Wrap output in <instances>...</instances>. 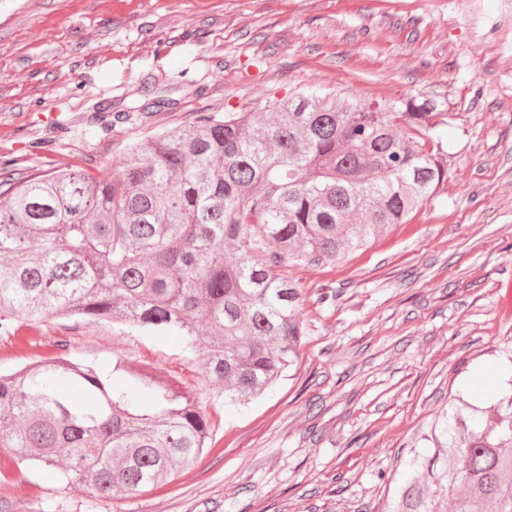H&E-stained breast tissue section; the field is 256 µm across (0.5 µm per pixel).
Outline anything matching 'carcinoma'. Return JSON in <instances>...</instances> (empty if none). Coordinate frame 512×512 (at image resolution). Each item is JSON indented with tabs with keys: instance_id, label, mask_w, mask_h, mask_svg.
Wrapping results in <instances>:
<instances>
[{
	"instance_id": "carcinoma-1",
	"label": "carcinoma",
	"mask_w": 512,
	"mask_h": 512,
	"mask_svg": "<svg viewBox=\"0 0 512 512\" xmlns=\"http://www.w3.org/2000/svg\"><path fill=\"white\" fill-rule=\"evenodd\" d=\"M448 103L361 104L311 90L263 112H200L117 165L17 178L0 161V336L53 316L171 332L217 397L238 405L294 366L302 294L282 263L335 264L434 198ZM61 351L0 373V448L66 488L133 494L196 464L205 415L176 379ZM388 512H512V397L487 417L440 413Z\"/></svg>"
}]
</instances>
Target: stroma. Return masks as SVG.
I'll return each instance as SVG.
<instances>
[{
	"instance_id": "stroma-1",
	"label": "stroma",
	"mask_w": 512,
	"mask_h": 512,
	"mask_svg": "<svg viewBox=\"0 0 512 512\" xmlns=\"http://www.w3.org/2000/svg\"><path fill=\"white\" fill-rule=\"evenodd\" d=\"M306 87L362 103L422 93L454 117L447 178L410 223L302 291L297 362L261 395L218 400L179 337L51 318L0 337V370L124 357L175 377L205 414L197 464L112 499L0 458V512H384L450 396L512 395V6L504 0H0V160L17 176L119 163L200 112H249ZM161 96L170 104L140 113ZM336 299L320 304L323 285Z\"/></svg>"
}]
</instances>
